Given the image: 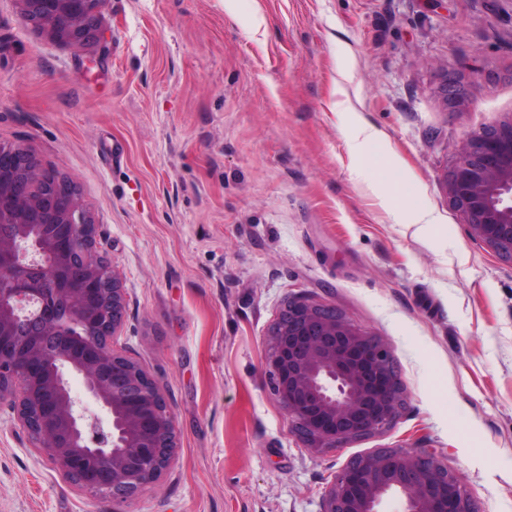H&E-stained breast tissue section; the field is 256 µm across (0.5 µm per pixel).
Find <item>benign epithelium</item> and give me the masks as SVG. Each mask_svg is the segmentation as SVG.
I'll list each match as a JSON object with an SVG mask.
<instances>
[{"instance_id": "obj_1", "label": "benign epithelium", "mask_w": 512, "mask_h": 512, "mask_svg": "<svg viewBox=\"0 0 512 512\" xmlns=\"http://www.w3.org/2000/svg\"><path fill=\"white\" fill-rule=\"evenodd\" d=\"M25 21L65 44L94 40L102 0H18ZM471 235L512 261V117L472 135L447 174ZM127 293L75 187L34 153L0 144V406L78 488L128 499L157 480L176 448L157 382L112 348ZM266 367L288 424L315 453L389 426L402 405L387 348L331 307L290 299L266 339ZM81 380L85 398L72 391ZM103 415L89 413L86 401ZM475 512L456 476L425 451L352 459L321 512Z\"/></svg>"}]
</instances>
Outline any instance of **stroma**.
Here are the masks:
<instances>
[{
  "label": "stroma",
  "instance_id": "1",
  "mask_svg": "<svg viewBox=\"0 0 512 512\" xmlns=\"http://www.w3.org/2000/svg\"><path fill=\"white\" fill-rule=\"evenodd\" d=\"M62 44L0 0V144L70 180L128 292L114 347L177 448L121 500L66 481L0 410V512H321L353 458L425 449L477 512H512V262L446 174L512 116V0H102ZM377 129L389 159L356 147ZM419 207L402 206L388 164ZM389 349L394 422L311 452L266 368L288 300Z\"/></svg>",
  "mask_w": 512,
  "mask_h": 512
}]
</instances>
